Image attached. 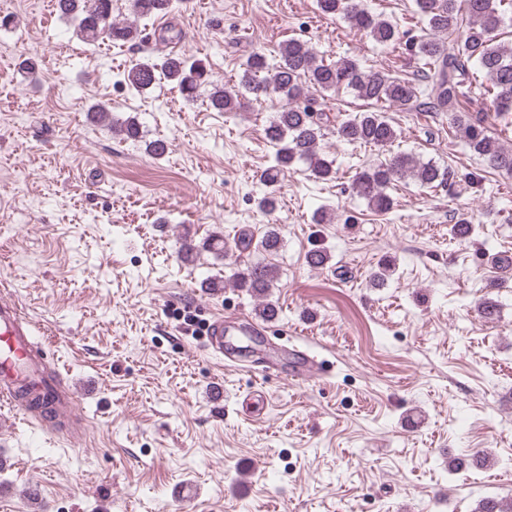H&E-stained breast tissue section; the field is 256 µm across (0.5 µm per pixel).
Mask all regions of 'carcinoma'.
Instances as JSON below:
<instances>
[{
    "instance_id": "cac0c4a2",
    "label": "carcinoma",
    "mask_w": 512,
    "mask_h": 512,
    "mask_svg": "<svg viewBox=\"0 0 512 512\" xmlns=\"http://www.w3.org/2000/svg\"><path fill=\"white\" fill-rule=\"evenodd\" d=\"M128 4L131 18L118 20L112 16L113 0H55L58 15L73 21L77 38L90 46L106 41L115 47L140 43V20L174 10V0H128ZM414 5L418 25L402 31L360 7L356 0H316L321 14L341 15L377 44L392 50L401 48L417 60L430 85L425 101L420 99L422 85L411 79L368 67L352 56L328 62L308 42L296 37L280 43L275 56L255 53L243 64L239 83L246 92L257 99L275 96L284 101L265 128L273 161L263 175V182L270 187L258 202L263 213L276 211L273 187L293 164L305 165L309 176L316 180H330L336 174L333 161L320 148L330 117L314 107L309 97L312 88L322 93L346 90L371 105L364 112L336 118L334 130L341 141L384 152L398 138L397 129L386 115L387 108L430 112L448 119V129L488 168L512 175V147L489 132L488 114L463 108L468 90L477 85L495 116L512 113V43L497 39L504 13L512 10V0H414ZM122 76V83L137 92L163 79L188 102L196 100L200 89L209 88L208 106L216 112H233L240 106L238 96L215 83L204 60L184 53L170 54L159 63L143 57L124 69ZM112 133L136 141L140 123L132 116L114 119ZM405 177L427 188L450 190L455 185L448 168L400 152L356 173L353 189L370 209L387 213L393 207L389 189L394 181ZM280 242L278 225L271 223L259 240L241 236L236 246L241 252L254 249L273 253ZM489 264L499 278H512L511 254L495 253ZM278 279L276 267L268 263L249 264L233 274L236 287L264 299ZM477 512H512V498L486 499Z\"/></svg>"
}]
</instances>
